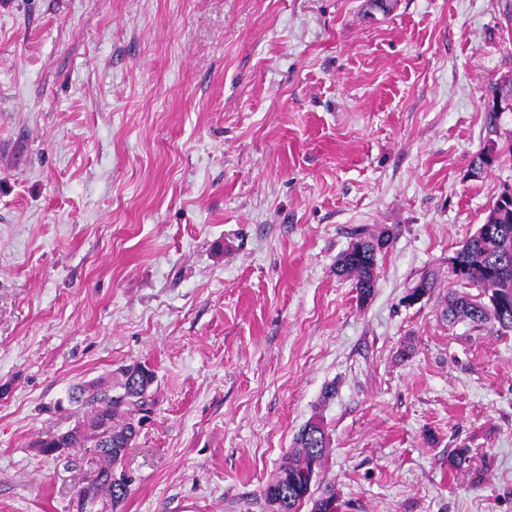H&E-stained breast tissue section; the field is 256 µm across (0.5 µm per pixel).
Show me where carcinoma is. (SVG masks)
I'll return each mask as SVG.
<instances>
[{
    "label": "carcinoma",
    "instance_id": "carcinoma-1",
    "mask_svg": "<svg viewBox=\"0 0 512 512\" xmlns=\"http://www.w3.org/2000/svg\"><path fill=\"white\" fill-rule=\"evenodd\" d=\"M484 103L487 127L498 132L500 119L512 112V82H496L489 86ZM390 236L363 231L356 242L336 260V273L354 280L357 300L374 295L377 278V256L388 247ZM451 259L463 267L466 279L459 282L465 290L448 296V315L466 319L480 326L492 323L497 331H512V200L499 195L489 209L484 224L456 250ZM473 287L478 294L467 289ZM499 296L501 308L484 305L486 294ZM118 381L110 386L98 384L89 398L85 389L72 393L71 401L87 407L82 420L68 431L37 440L33 447L46 457L55 448H93L96 461L95 478L79 494L76 512H112L125 500L129 483H114L111 476L127 449L134 445L145 413L152 408L150 388L155 373L146 364L133 363L118 369ZM330 437L323 421L309 419L294 437L293 447L282 456L275 478L261 490L265 508L280 501L283 512H327L337 502L331 489L314 496L312 486L325 464Z\"/></svg>",
    "mask_w": 512,
    "mask_h": 512
}]
</instances>
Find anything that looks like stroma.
Segmentation results:
<instances>
[{
	"mask_svg": "<svg viewBox=\"0 0 512 512\" xmlns=\"http://www.w3.org/2000/svg\"><path fill=\"white\" fill-rule=\"evenodd\" d=\"M387 5L0 0V512H75L85 471L32 443L136 362L119 512H263L315 416L342 512H512V332L445 317L512 187L468 171L512 0ZM360 227L390 236L365 304ZM390 242L389 234L375 235L362 231L356 242L343 251L336 260V273L353 277L357 300L361 303L365 296L374 295L377 278L375 268L377 256Z\"/></svg>",
	"mask_w": 512,
	"mask_h": 512,
	"instance_id": "stroma-1",
	"label": "stroma"
}]
</instances>
